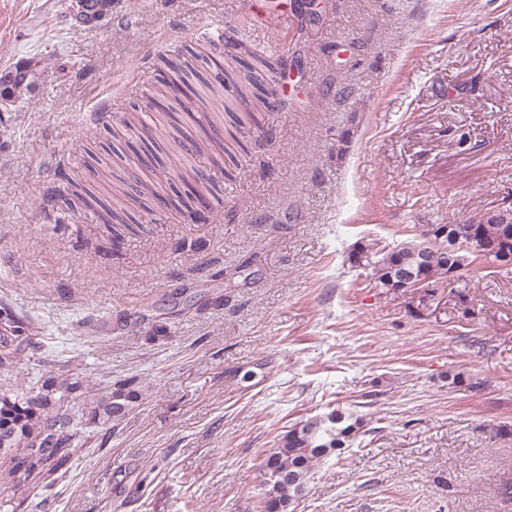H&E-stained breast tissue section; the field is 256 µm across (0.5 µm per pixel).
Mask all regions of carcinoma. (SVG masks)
Segmentation results:
<instances>
[{"mask_svg":"<svg viewBox=\"0 0 512 512\" xmlns=\"http://www.w3.org/2000/svg\"><path fill=\"white\" fill-rule=\"evenodd\" d=\"M224 40L233 44L236 51L227 55L222 64L192 48L182 50L177 56L161 58L166 78L158 82L145 102L131 104L126 115L112 124V138L119 141L131 132L140 142L154 148L151 156L157 164H162L160 153L177 163L175 178L186 190H177L175 195L189 212L201 208L211 211L213 205L220 206L223 201L216 183L187 159V150L208 156L212 167L228 173L238 166L237 153L247 150L246 133L256 130L263 136L268 135L262 120L275 96L270 77L281 66L280 60L258 52L239 39V27L230 22L224 24ZM21 67L29 72L25 81L9 80V69L0 73V97L6 95L14 100L24 93L35 92L39 82L38 62L24 61L14 69ZM229 86L235 90L232 98L224 97V88ZM183 88L193 94L199 107L213 115V134L194 137L180 129L159 143L157 131L174 111L168 100L174 98L176 90ZM112 155L115 156L112 163H100L92 170L93 176L103 183L114 180L125 189L106 204L85 181L74 180L67 204L75 215L83 211L95 212L104 231L119 241L128 234L149 232L146 225L133 220L130 202L157 197V187L141 179L129 182L120 175L123 152L114 146ZM507 224L512 226V217L507 222L502 218L471 219L448 225V236L444 238L427 230L373 254L370 245L360 242L350 250L347 260L352 266L366 263L371 267L376 284L387 290L395 289L402 277L415 276L434 282L448 277L451 258L463 271L475 263L494 261V250L505 245ZM3 321L12 328L14 351L40 348L34 337L24 335L12 312L5 307L0 308V322ZM80 389L81 381L77 379L60 381L50 376L41 384L44 401L35 409L29 407L26 398L0 395V451L24 449L14 455L6 467L0 468V485L15 492L23 491L67 464L70 437L60 435L52 447L46 448L41 436L49 424L61 419L58 414L61 402ZM139 398L140 391L132 384H118L87 404V416L93 422L110 424L129 411ZM360 428V419L340 410L307 418L289 427L263 461L268 483L264 512H287V507L298 498V486L307 483L320 459L346 447Z\"/></svg>","mask_w":512,"mask_h":512,"instance_id":"cac0c4a2","label":"carcinoma"}]
</instances>
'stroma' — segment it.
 I'll use <instances>...</instances> for the list:
<instances>
[{
    "label": "stroma",
    "instance_id": "stroma-1",
    "mask_svg": "<svg viewBox=\"0 0 512 512\" xmlns=\"http://www.w3.org/2000/svg\"><path fill=\"white\" fill-rule=\"evenodd\" d=\"M71 0H0V71L43 82L0 112V304L39 351L0 394L45 375L83 387L62 411L76 453L47 487L0 486V512H260L261 463L294 423L339 409L364 425L288 512H512V265L414 292L350 266L429 224L512 214V0H112L71 29ZM235 22L275 44L291 91L272 137L209 170L207 224L164 206L171 176L142 145L126 169L157 184L149 233L114 243L62 221L55 161L112 143L138 66ZM167 338L148 342L158 323ZM134 381L142 399L95 424L85 397Z\"/></svg>",
    "mask_w": 512,
    "mask_h": 512
}]
</instances>
